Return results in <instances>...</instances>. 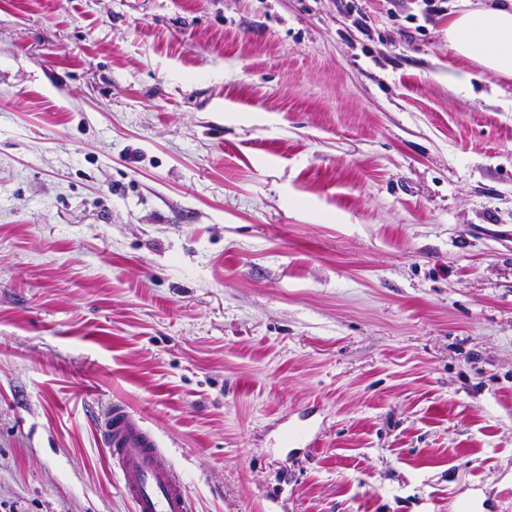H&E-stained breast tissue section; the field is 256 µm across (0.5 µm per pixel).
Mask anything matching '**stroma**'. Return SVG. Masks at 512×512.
I'll return each mask as SVG.
<instances>
[{"label": "stroma", "mask_w": 512, "mask_h": 512, "mask_svg": "<svg viewBox=\"0 0 512 512\" xmlns=\"http://www.w3.org/2000/svg\"><path fill=\"white\" fill-rule=\"evenodd\" d=\"M462 4L0 0V512H131L118 402L194 512H512V80ZM448 15V47L459 57L512 79V1Z\"/></svg>", "instance_id": "obj_1"}]
</instances>
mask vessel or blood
<instances>
[{"label": "vessel or blood", "instance_id": "1", "mask_svg": "<svg viewBox=\"0 0 512 512\" xmlns=\"http://www.w3.org/2000/svg\"><path fill=\"white\" fill-rule=\"evenodd\" d=\"M97 431L134 512H192L168 451L152 430L131 421L125 405H112Z\"/></svg>", "mask_w": 512, "mask_h": 512}]
</instances>
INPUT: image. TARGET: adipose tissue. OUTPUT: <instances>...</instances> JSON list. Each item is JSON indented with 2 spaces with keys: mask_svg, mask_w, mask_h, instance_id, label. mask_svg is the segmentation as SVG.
<instances>
[{
  "mask_svg": "<svg viewBox=\"0 0 512 512\" xmlns=\"http://www.w3.org/2000/svg\"><path fill=\"white\" fill-rule=\"evenodd\" d=\"M448 46L457 56L512 79V0L449 14Z\"/></svg>",
  "mask_w": 512,
  "mask_h": 512,
  "instance_id": "1",
  "label": "adipose tissue"
}]
</instances>
